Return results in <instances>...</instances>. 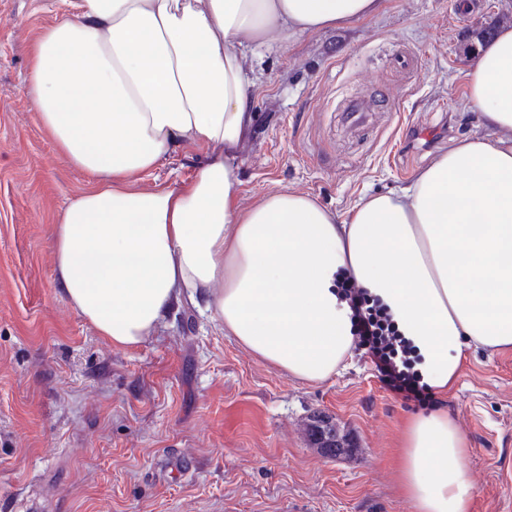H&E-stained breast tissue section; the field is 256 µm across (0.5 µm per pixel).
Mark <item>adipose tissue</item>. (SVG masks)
I'll use <instances>...</instances> for the list:
<instances>
[{
  "instance_id": "obj_1",
  "label": "adipose tissue",
  "mask_w": 512,
  "mask_h": 512,
  "mask_svg": "<svg viewBox=\"0 0 512 512\" xmlns=\"http://www.w3.org/2000/svg\"><path fill=\"white\" fill-rule=\"evenodd\" d=\"M381 0H74L33 49L27 93L88 182L54 229L59 287L110 341L134 347L173 305L201 301L225 335L307 383L350 367L347 271L450 390L466 347L512 350V26L467 73L490 138L455 142L400 191L340 215L308 195L239 202L251 132L242 48L375 15ZM207 159L151 192L141 173L177 147ZM464 439L447 412L412 419L401 484L415 512H469Z\"/></svg>"
}]
</instances>
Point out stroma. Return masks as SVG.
<instances>
[{"label":"stroma","instance_id":"obj_1","mask_svg":"<svg viewBox=\"0 0 512 512\" xmlns=\"http://www.w3.org/2000/svg\"><path fill=\"white\" fill-rule=\"evenodd\" d=\"M63 0H0V512H414L400 489L402 423L424 409L388 390L363 348L353 369L302 383L181 302L154 336L117 349L58 288L52 229L86 184L42 129L25 89L41 30ZM512 26V0H382L346 26L245 48L255 128L240 202L288 189L345 213L410 182L454 142L490 131L466 99L463 45ZM384 92L347 134L341 109ZM431 128L428 148L416 130ZM183 146L141 174L193 176ZM466 441L471 512H512V350L465 351L436 395ZM317 412L351 446L312 447Z\"/></svg>","mask_w":512,"mask_h":512}]
</instances>
